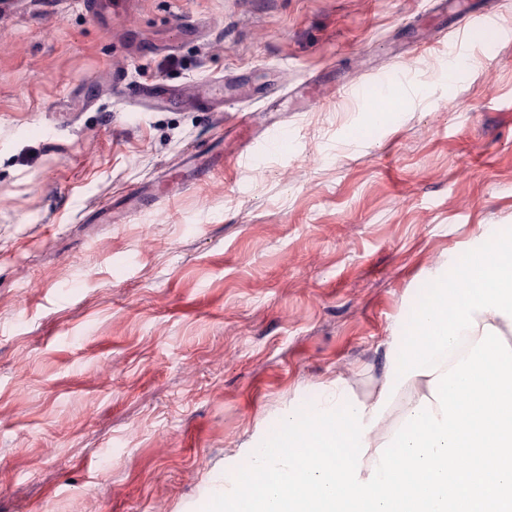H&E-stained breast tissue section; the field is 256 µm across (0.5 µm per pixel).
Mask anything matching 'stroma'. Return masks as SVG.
<instances>
[{
    "instance_id": "1",
    "label": "stroma",
    "mask_w": 512,
    "mask_h": 512,
    "mask_svg": "<svg viewBox=\"0 0 512 512\" xmlns=\"http://www.w3.org/2000/svg\"><path fill=\"white\" fill-rule=\"evenodd\" d=\"M448 27L420 0H0V512H199L324 384L372 390L481 228L512 240V39ZM382 68L393 106L337 89ZM242 112L288 148L238 161Z\"/></svg>"
}]
</instances>
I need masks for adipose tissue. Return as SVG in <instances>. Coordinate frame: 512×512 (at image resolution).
Returning a JSON list of instances; mask_svg holds the SVG:
<instances>
[{
    "instance_id": "obj_1",
    "label": "adipose tissue",
    "mask_w": 512,
    "mask_h": 512,
    "mask_svg": "<svg viewBox=\"0 0 512 512\" xmlns=\"http://www.w3.org/2000/svg\"><path fill=\"white\" fill-rule=\"evenodd\" d=\"M433 279L380 384L344 377L253 449L226 512H512V244L482 232ZM343 443L353 461L314 456Z\"/></svg>"
}]
</instances>
